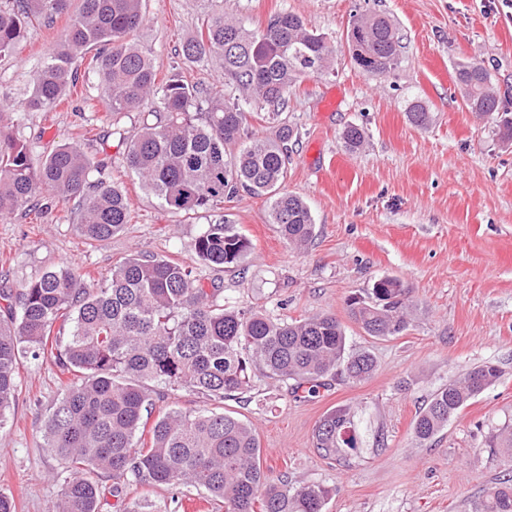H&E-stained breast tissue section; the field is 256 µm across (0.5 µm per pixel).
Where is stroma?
<instances>
[{
	"mask_svg": "<svg viewBox=\"0 0 512 512\" xmlns=\"http://www.w3.org/2000/svg\"><path fill=\"white\" fill-rule=\"evenodd\" d=\"M80 0H70L53 27L28 28L15 51L0 57V132L43 156L74 143L109 173L130 202L131 221L110 240L89 246L73 203L53 200L41 220L16 211L0 220V288L19 289L45 271L70 267L93 285L134 252L170 257L193 267L246 308L285 303L293 319L335 315L347 351L369 350L376 370L352 383L329 376L316 394L258 375L255 399L228 400L225 410L250 424L261 462L290 485L318 483L329 491L324 512H473L484 489L512 477V457L491 451L499 428L512 425V140L495 119L467 110L455 82L459 61H481L502 111L512 113V0H145L146 21L135 44L158 77L179 68L191 83L224 78L221 59L183 63V42L204 18L224 14L263 29L270 16L291 11L335 49L333 71L306 77L279 117L295 136L284 184L302 196L315 236L301 250L268 222L265 198L239 194L220 208L193 215L161 208L124 167L126 139L143 115L105 120L95 71L78 60V95L46 112L24 104L34 71L64 34ZM387 12L402 37L404 61L387 76L350 63L347 31L360 13ZM432 114L420 128L407 117L413 102ZM366 132L357 151L342 140L347 126ZM252 243L244 262L215 267L191 251L192 241L222 219ZM401 278L412 296V324L403 335H367L347 302L366 295L375 279ZM493 362L500 380L463 408L426 444L416 441V413L443 384ZM20 393L0 429V493L18 512H49L67 477L42 441L44 421L60 396L51 364L23 359ZM350 409L356 446L352 464L323 458L314 434L324 416ZM97 512H140L178 499L172 512H224L223 500L182 485L115 484L98 477Z\"/></svg>",
	"mask_w": 512,
	"mask_h": 512,
	"instance_id": "35a3bbf8",
	"label": "stroma"
}]
</instances>
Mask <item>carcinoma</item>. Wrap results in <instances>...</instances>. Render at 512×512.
I'll use <instances>...</instances> for the list:
<instances>
[{
	"label": "carcinoma",
	"mask_w": 512,
	"mask_h": 512,
	"mask_svg": "<svg viewBox=\"0 0 512 512\" xmlns=\"http://www.w3.org/2000/svg\"><path fill=\"white\" fill-rule=\"evenodd\" d=\"M142 2L81 0L62 43L34 72L27 109L55 107L77 85L78 58L90 53L112 116L158 103L148 112L155 121H144L126 142L124 163L163 209L189 215L241 192L264 196L270 223L289 245L304 247L314 237L313 213L303 197L283 190L293 131L282 124L272 137L255 134L245 105L275 119L297 82L332 71L333 47L293 12L271 16L260 31L218 15L183 44L181 54L192 63L220 56L224 81L207 88L173 71L159 84L152 59L132 41L145 22ZM67 6L68 0L0 6V57L14 52L27 27L51 25ZM348 38L351 62L363 72L384 76L401 66V36L391 18L362 14ZM455 79L465 107L497 115L511 140L512 118L500 112L485 67L461 62ZM203 106L207 117L198 123L192 112ZM342 139L357 150L364 130L350 125ZM106 169L72 143L55 147L35 168L30 145L0 131V217L20 209L39 216L45 195L74 200L87 244L104 242L131 220L127 197ZM191 250L205 264L226 266L239 263L251 243L226 220L208 225ZM409 298L400 279L383 276L368 299L352 298L349 310L368 335L398 336L410 326ZM0 300V426L19 396L22 355L50 361L72 376L44 425V447L70 472L51 512H95V477L101 473L129 484L198 486L224 500V512H323L329 490L270 480L252 427L223 404L249 391L257 371L291 383L295 393H316L329 375L368 379L375 358L365 350L346 352L345 330L335 316L297 320L240 307L224 298L219 285L206 287L189 266L143 253L124 258L94 288L64 267L16 292L1 290ZM500 374L496 364L485 362L442 385L418 413L415 438L434 437ZM152 387L163 394L189 389L214 407H173L150 424ZM351 427L347 409L330 412L316 429L315 448L327 458H346L345 449L355 448ZM475 512H512V483L488 488Z\"/></svg>",
	"instance_id": "obj_1"
}]
</instances>
